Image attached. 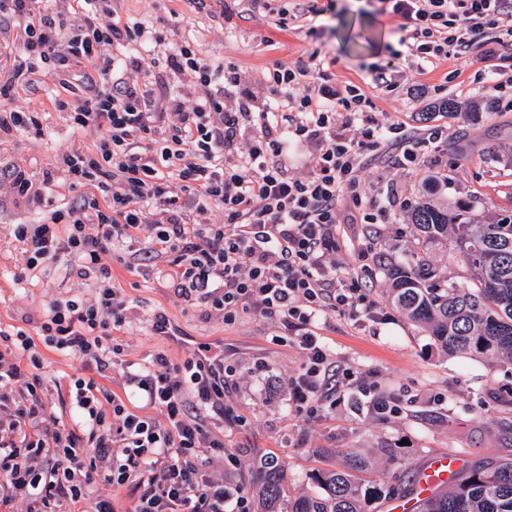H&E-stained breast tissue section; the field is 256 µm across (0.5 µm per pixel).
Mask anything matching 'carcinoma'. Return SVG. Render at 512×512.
Wrapping results in <instances>:
<instances>
[{"mask_svg":"<svg viewBox=\"0 0 512 512\" xmlns=\"http://www.w3.org/2000/svg\"><path fill=\"white\" fill-rule=\"evenodd\" d=\"M437 205L432 195L411 209L418 236L406 262L387 265L388 298L407 317L429 327L435 344L449 353L490 356L512 363V213L484 224ZM452 238L451 252L463 255L471 270L464 282L448 280L429 246ZM344 464L314 476L320 492L291 502L289 512H370V503L390 501L406 487L367 485L361 474L372 457L358 449L343 451ZM253 494L257 512H281L288 497L287 478L273 458L259 463ZM415 512H512V460L467 464L448 484L415 503Z\"/></svg>","mask_w":512,"mask_h":512,"instance_id":"1","label":"carcinoma"}]
</instances>
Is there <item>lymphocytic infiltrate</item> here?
<instances>
[{
    "label": "lymphocytic infiltrate",
    "instance_id": "f902f5d3",
    "mask_svg": "<svg viewBox=\"0 0 512 512\" xmlns=\"http://www.w3.org/2000/svg\"><path fill=\"white\" fill-rule=\"evenodd\" d=\"M400 19L423 62L478 54L496 90L512 87V0H383ZM139 22L117 20L112 0H0V135H43L40 112L17 106L46 63L55 73L87 66L75 97H56L73 128L98 133L72 147L59 170L0 159V187L12 202L36 209L35 224L13 233L29 253L26 282L43 265L65 261L89 291L52 300L39 327L46 346L94 369L69 391L73 426L60 425L43 399L41 359L25 331L0 330V512H114L112 498L91 496L95 480L133 484V512H225L224 435L207 428L204 411L224 410L228 366L188 362L171 368L119 364L110 343L126 323V305L103 261L126 254L145 268L166 264L188 303L235 322L244 312L278 321L294 335L307 364L289 379L296 409L335 395L336 363L319 342L315 320L339 312L369 325L383 315L365 300L360 281L341 271L338 225L374 224L395 207L367 194L365 158L385 143L399 163L418 165L440 152L442 127L411 137L399 116L380 110L355 82L313 72L309 62H275L258 90L243 88L234 64L201 58L187 46L166 58L132 54L162 43ZM178 80V95L167 94ZM306 147V172L288 173L291 145ZM74 199L58 201L57 174ZM222 221L210 218L212 210ZM122 368L157 416L132 412L102 386Z\"/></svg>",
    "mask_w": 512,
    "mask_h": 512
}]
</instances>
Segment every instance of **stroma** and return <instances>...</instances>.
Wrapping results in <instances>:
<instances>
[{
	"instance_id": "1",
	"label": "stroma",
	"mask_w": 512,
	"mask_h": 512,
	"mask_svg": "<svg viewBox=\"0 0 512 512\" xmlns=\"http://www.w3.org/2000/svg\"><path fill=\"white\" fill-rule=\"evenodd\" d=\"M226 5L222 14L197 12L191 0H115L113 7L122 19L158 23L164 43L156 54L189 41L200 57L236 64L249 87L273 62L312 55L337 78L363 86L370 83L373 68L402 74L396 90L380 92L379 108L403 112L413 136L433 124L447 128L448 144L410 168L398 165L396 147L385 146L362 172L370 193L391 190L415 200L434 178V198L449 212L465 203L486 222L512 209V110L481 63L464 57L431 71L418 69L399 19L384 13L380 0H318L320 16L289 21L284 30L277 14L258 8L254 0H227ZM312 26L318 38L307 37ZM455 69L459 77L450 78ZM61 91L58 79L49 76L20 98V106L41 112L45 134L15 135L0 146L7 157L52 167L62 152L92 144L94 130L73 131L66 113L54 110L52 100ZM448 98L456 102L457 113L434 115L432 105ZM36 219L0 196V328L21 329L37 340L35 320L44 306L71 298L85 286L54 265L27 284L13 285L11 275L24 267L26 254L12 227ZM414 238L409 213L400 208L382 224L345 225L336 261L358 276L367 300L386 320L364 327L338 312L317 322L321 343L354 377L340 387L335 402L316 411H297L289 399L288 380L303 372L307 359L279 323L250 312L232 324L207 318L203 307L187 306L174 288L112 254L106 259L112 285L127 307V323L115 332L114 343L121 360L139 366L159 354L180 366L196 356L197 344L223 346L224 361L236 372L227 380L223 414L208 413L206 423L224 433V484L230 490L251 491L260 459L271 457L286 472L290 497L317 493L313 474L336 464L341 448L371 449L370 477L381 484H407L442 452L467 464L512 459V365L442 352L425 326L408 320L387 300L384 264L403 257ZM364 249L369 256L362 261L358 254ZM159 314L180 327L187 343H172L153 330ZM36 350L49 406L69 421L63 399L80 364L38 340ZM379 400L386 401L387 411L376 410Z\"/></svg>"
}]
</instances>
